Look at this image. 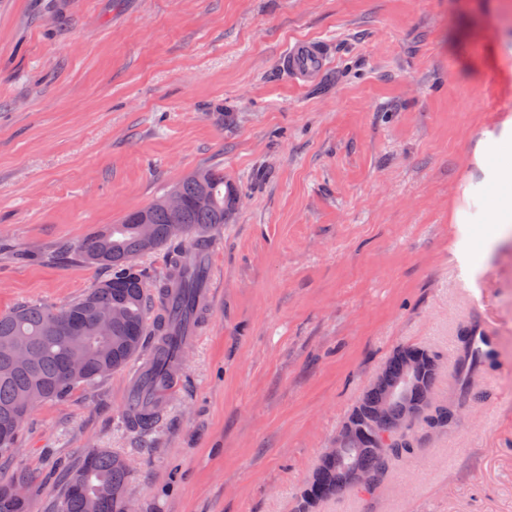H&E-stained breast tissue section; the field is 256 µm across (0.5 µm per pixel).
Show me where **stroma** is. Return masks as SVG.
<instances>
[{
    "instance_id": "obj_1",
    "label": "stroma",
    "mask_w": 512,
    "mask_h": 512,
    "mask_svg": "<svg viewBox=\"0 0 512 512\" xmlns=\"http://www.w3.org/2000/svg\"><path fill=\"white\" fill-rule=\"evenodd\" d=\"M505 0H0V313L60 308L111 277L79 242L196 169L237 188L211 231L214 303L149 433L131 368L39 404L0 477L57 512L95 450L133 512H295L324 448L402 346L448 395L485 323L482 402L380 489L318 512H512V140ZM324 42L295 83L289 43Z\"/></svg>"
}]
</instances>
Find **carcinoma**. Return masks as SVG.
I'll return each mask as SVG.
<instances>
[{
	"mask_svg": "<svg viewBox=\"0 0 512 512\" xmlns=\"http://www.w3.org/2000/svg\"><path fill=\"white\" fill-rule=\"evenodd\" d=\"M180 198V219L194 233L191 244L170 233V196ZM237 190L224 182V174L211 168L193 171L171 186L150 206L127 213L119 223L107 224L86 236L78 253L92 265L112 269V276L89 290L80 299L52 308L37 302L0 313V428L9 424L17 405L60 399L79 384H91L108 373L122 369L140 353L145 336L152 332L147 321L149 289L137 258L167 248L171 252L168 277L157 285L170 300V331L180 329L193 313L197 290L204 284V264L199 252L211 244V231L227 222ZM112 315L110 331L97 332V317ZM27 349L29 361L16 362L15 348ZM458 345L464 356L456 366L453 394L444 408L415 420L405 434L397 433L388 419L374 417L383 395V386L374 384L363 392L350 415L363 420L365 435L356 441L355 460L370 480L359 491L371 494L383 485L393 469L413 453L425 438L426 429L436 434L448 432V419L483 394L474 389L476 367H493L497 352L481 356L473 348L472 334L462 332ZM78 356L83 368L67 370L66 360ZM403 368L399 351H394L381 367L387 381L397 379ZM129 476L127 464L108 450L88 454L70 478L60 501L59 512H125L123 488ZM26 484L23 474L0 484V512H22L24 506L10 494L13 487ZM325 501L355 489L349 473L339 464L319 462L307 484Z\"/></svg>",
	"mask_w": 512,
	"mask_h": 512,
	"instance_id": "cac0c4a2",
	"label": "carcinoma"
}]
</instances>
